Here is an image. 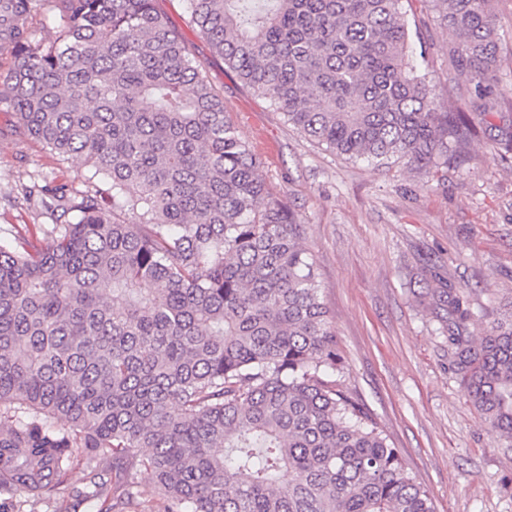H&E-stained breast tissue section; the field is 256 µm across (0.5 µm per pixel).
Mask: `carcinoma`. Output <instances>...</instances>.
I'll return each mask as SVG.
<instances>
[{"mask_svg":"<svg viewBox=\"0 0 512 512\" xmlns=\"http://www.w3.org/2000/svg\"><path fill=\"white\" fill-rule=\"evenodd\" d=\"M0 0L19 126L107 188L34 185L55 218L0 246V497L95 498L101 512H435L337 379L341 358L304 228L158 0ZM239 81L352 162L464 160L481 127L512 164V96L491 82V0H430L473 112L438 109L403 0H189ZM430 301L483 421L512 442V321L476 341L464 292ZM81 468V489L70 473ZM153 486L143 498L141 479ZM43 3L28 20V29L36 40H48L53 37L60 25L58 12L49 7L48 2Z\"/></svg>","mask_w":512,"mask_h":512,"instance_id":"cac0c4a2","label":"carcinoma"}]
</instances>
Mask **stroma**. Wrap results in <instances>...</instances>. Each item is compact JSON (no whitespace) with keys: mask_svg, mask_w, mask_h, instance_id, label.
<instances>
[{"mask_svg":"<svg viewBox=\"0 0 512 512\" xmlns=\"http://www.w3.org/2000/svg\"><path fill=\"white\" fill-rule=\"evenodd\" d=\"M501 66L494 92H512V0H492ZM170 23L224 96V110L261 157L262 179L306 228L336 333L342 382L370 409L435 512H512V442L500 439L467 401L448 340L426 298L428 268L470 299L472 336L512 318V169L485 138L467 160L432 182L405 162H350L318 147L270 102L215 58L190 23L186 0H161ZM408 29L425 50L422 70L437 86L454 84L469 110L468 84L454 76L451 29L429 0H405ZM93 171L62 159L23 133L0 103V239L16 224L51 223L39 200L23 201L32 182L84 189Z\"/></svg>","mask_w":512,"mask_h":512,"instance_id":"1","label":"stroma"}]
</instances>
